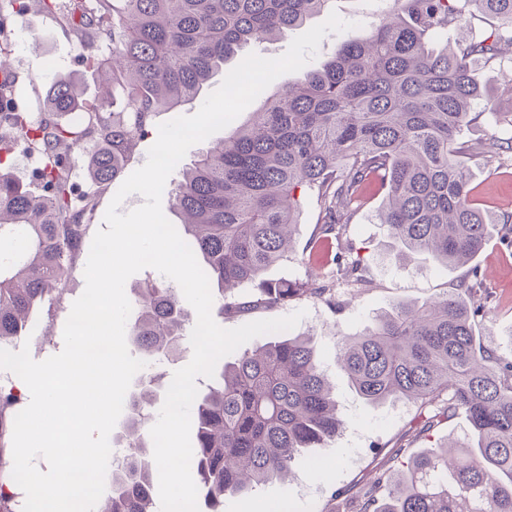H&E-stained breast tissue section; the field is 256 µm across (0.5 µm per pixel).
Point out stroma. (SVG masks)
I'll return each instance as SVG.
<instances>
[{
	"label": "stroma",
	"mask_w": 512,
	"mask_h": 512,
	"mask_svg": "<svg viewBox=\"0 0 512 512\" xmlns=\"http://www.w3.org/2000/svg\"><path fill=\"white\" fill-rule=\"evenodd\" d=\"M331 8L354 27L345 35L331 33L323 38L314 59L318 65L335 56L342 37H362L377 21L372 0H333ZM8 28L16 100L32 118L42 115L49 82L57 72L78 78L85 86L86 99L94 98V73L86 69L68 32L51 16L34 8L10 20ZM477 79L494 89L498 105L496 111L477 115L464 129L463 140L493 132L502 138L511 137L512 125L505 115L512 112V54L481 67ZM96 149V142H86L72 171L76 193L92 197L95 203L87 230L91 236L103 228L106 209L120 187L119 182L102 185L91 177L87 163ZM468 165L478 205L497 214H512V161L481 157L469 160ZM382 200L377 188H369L340 235L319 241L315 234L322 217L321 205L317 198L304 199L297 216L299 235L294 252L266 273L270 279H308L318 286L332 285L335 303L303 298L285 306H261L218 318V325L229 329L303 311L292 333L311 338L319 365L333 387L337 412L345 421L343 432L327 447L307 451L295 463L289 478L264 484L245 496H225L224 512H278L283 505L290 512H344L341 491L369 481L379 469L387 467L394 454L407 456L463 437L468 424L461 416L439 421L429 433L413 436L411 429L421 420L418 405L403 401L368 404L337 367L339 335L363 333L380 309L394 303L420 304L445 295L468 278L472 269H479L483 286L474 301L484 305L485 314L477 320V334L483 345L512 358V246L503 245L495 236L470 264L447 266L424 254L407 268H400L386 229L377 219ZM353 252L361 259L362 280L358 283L344 281L337 273V256ZM67 317L66 308L57 310L51 319L41 311L34 314L30 341L37 360L61 351Z\"/></svg>",
	"instance_id": "obj_1"
}]
</instances>
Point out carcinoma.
<instances>
[{"instance_id": "cac0c4a2", "label": "carcinoma", "mask_w": 512, "mask_h": 512, "mask_svg": "<svg viewBox=\"0 0 512 512\" xmlns=\"http://www.w3.org/2000/svg\"><path fill=\"white\" fill-rule=\"evenodd\" d=\"M38 0L75 39L86 66L110 72L112 93L90 105L69 76L54 78L45 115L19 109L9 74H0V348L31 332V314L59 301L88 225L72 167L84 142L102 150L90 163L100 183L123 173L128 155L149 134L151 116L197 97L212 72L243 45L298 27L330 0ZM476 9L501 21L500 31L454 47L431 46V34ZM512 45V0H393L369 34L345 40L335 57L267 101L247 127L208 147L169 189L180 215L178 233L202 258L219 293L250 284L253 305L279 306L328 289L265 278L290 249L302 197L323 202L317 235L350 223L366 187L384 192L380 223L408 263L421 253L461 265L489 242V226L512 234L476 206L465 156L505 155L512 137L462 144L459 136L495 96L474 78L473 65L494 62ZM109 55L98 56L100 46ZM121 109L109 112L116 102ZM82 112L79 123L61 116ZM38 149L45 166L26 185L14 176L13 147ZM360 261L339 262L359 280ZM475 283L421 305L396 303L378 312L359 336L340 337L339 366L366 402L406 400L429 407L434 420L462 415L469 431L451 445L410 458L406 472L377 504L384 473L352 496L353 512H512V360L476 343L480 308L463 294ZM188 314L160 279L138 288L130 342L147 366L129 395L122 437L125 470L112 474L101 512H158L153 444L145 424L158 400L156 369L184 349ZM20 398L0 391V512L3 489L15 485L8 450ZM192 463L209 512L226 495L284 478L311 448H323L343 427L336 400L310 339L268 342L231 363L219 361L214 381L191 406Z\"/></svg>"}]
</instances>
